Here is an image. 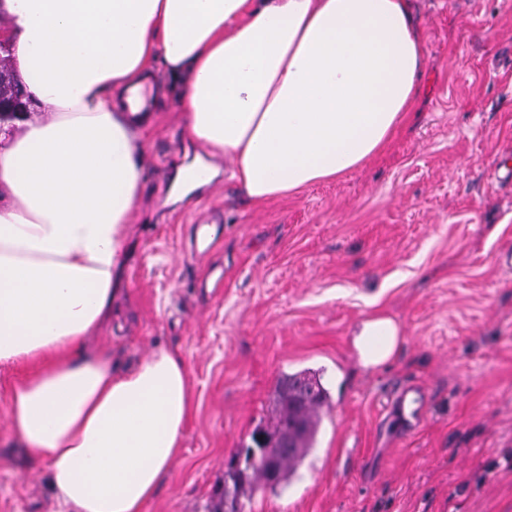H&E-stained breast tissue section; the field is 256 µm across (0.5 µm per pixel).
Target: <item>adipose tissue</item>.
<instances>
[{
	"label": "adipose tissue",
	"instance_id": "1",
	"mask_svg": "<svg viewBox=\"0 0 512 512\" xmlns=\"http://www.w3.org/2000/svg\"><path fill=\"white\" fill-rule=\"evenodd\" d=\"M30 101L0 132V364L10 424L64 512H146L180 456L186 366L160 348L120 371L85 349L109 311L146 179L156 64L183 81V131L261 206L358 169L405 123L427 51L411 0H0ZM400 325L357 326L360 363Z\"/></svg>",
	"mask_w": 512,
	"mask_h": 512
}]
</instances>
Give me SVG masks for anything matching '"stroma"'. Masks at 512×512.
Instances as JSON below:
<instances>
[{"mask_svg": "<svg viewBox=\"0 0 512 512\" xmlns=\"http://www.w3.org/2000/svg\"><path fill=\"white\" fill-rule=\"evenodd\" d=\"M427 50L406 122L363 167L262 207L244 204L215 158L210 188L169 197L183 134L180 85L155 65L147 181L128 226L112 312L85 347L119 368L166 348L194 406L183 451L148 512H212L230 461L266 423L281 373H319L331 406L286 487L244 512H512V0H413ZM222 214L197 257L196 218ZM224 288H204L210 268ZM382 311L404 332L390 365L363 368L349 337ZM24 364L0 365V512H59L43 465L11 431ZM404 383L428 410L404 435L385 405Z\"/></svg>", "mask_w": 512, "mask_h": 512, "instance_id": "stroma-1", "label": "stroma"}]
</instances>
